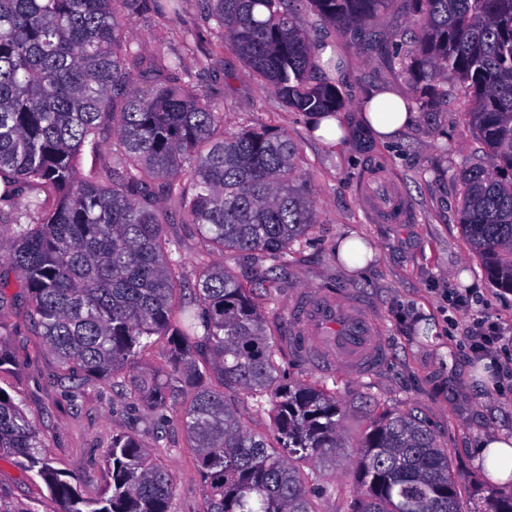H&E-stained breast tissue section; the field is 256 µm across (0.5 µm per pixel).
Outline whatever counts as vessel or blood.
Wrapping results in <instances>:
<instances>
[{
  "mask_svg": "<svg viewBox=\"0 0 512 512\" xmlns=\"http://www.w3.org/2000/svg\"><path fill=\"white\" fill-rule=\"evenodd\" d=\"M380 194H368L370 214L383 224L405 223L410 205L385 178H377ZM290 348L306 356L317 370L339 367L364 376L382 367L388 347L365 305L349 294L336 296L308 292L293 306L288 336Z\"/></svg>",
  "mask_w": 512,
  "mask_h": 512,
  "instance_id": "b4317fda",
  "label": "vessel or blood"
}]
</instances>
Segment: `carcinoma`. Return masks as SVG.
<instances>
[{
	"label": "carcinoma",
	"mask_w": 512,
	"mask_h": 512,
	"mask_svg": "<svg viewBox=\"0 0 512 512\" xmlns=\"http://www.w3.org/2000/svg\"><path fill=\"white\" fill-rule=\"evenodd\" d=\"M297 0H204L205 20L291 112L334 119L346 100L296 15ZM323 22L366 37L392 0H304ZM413 44L399 66L408 111L468 93V125L490 165H463L460 225L486 276L512 289V0H414ZM112 0H0V185L23 197L0 237L29 297L27 317L79 391L110 383L174 414L196 448L199 512H322L319 472L347 448L343 403L324 383L287 379L266 306L288 251L319 223L299 149L285 133L229 134L224 112L189 90L183 58L144 63ZM152 79L148 94L131 89ZM113 135L109 161L98 159ZM91 157L80 168L83 155ZM170 201L215 259L178 290L183 243L157 213ZM270 265L239 278L224 256ZM163 374L125 373L150 338ZM268 395L276 444L247 427L226 387ZM28 413L0 389V458L39 478L58 512H172L168 469L134 434L112 436V483L84 497L55 469ZM357 512H460L448 450L409 409L382 412L357 444Z\"/></svg>",
	"instance_id": "obj_1"
}]
</instances>
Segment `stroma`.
<instances>
[{
    "label": "stroma",
    "mask_w": 512,
    "mask_h": 512,
    "mask_svg": "<svg viewBox=\"0 0 512 512\" xmlns=\"http://www.w3.org/2000/svg\"><path fill=\"white\" fill-rule=\"evenodd\" d=\"M113 8L127 17L131 39L149 54L182 55L188 66L208 59L206 71L193 84L224 112V128H273L288 133L299 147L320 214V224L303 248L288 258L286 279L276 301L266 309L272 332L288 329L291 311L305 290L361 296L389 349V359L373 375L352 378L336 373V393L345 405L338 430L348 449L336 463L322 467L323 482L334 487L324 496L328 512H351L355 493L354 447L373 416L382 411H418L440 447L449 452L462 482V512H488L494 496L476 461L474 440L483 433L512 437V290L495 286L460 229V165L488 163L476 132L464 121L467 96L454 93L440 112L422 113L419 121L394 142H379L360 129L363 98L381 88L412 95L408 78L396 64V36L408 26L410 0H394L381 15L377 38L369 44L342 30H314L318 44H331L340 58L336 83L348 103L341 119L356 134L326 145L315 137L312 120L285 109L275 95L263 91L241 60L224 47L203 19L202 0H182L180 16L165 19L153 11V0H138L128 9L124 0ZM236 72L226 81V72ZM389 174L406 197L412 218L405 224L370 221L361 182L372 167ZM361 237L375 256L360 272L339 261L336 242ZM467 291L473 303L466 310L448 301L451 290ZM492 317L501 332L491 360L494 380L485 383L479 369L485 359L473 354L467 331L473 321ZM6 323L5 343L16 356V372L0 374V388L30 412L44 436L54 468L75 478L87 497L105 492L111 473L106 452L117 432L157 442L154 457L166 465L175 485L174 512H199L201 480L196 453L179 429H161L144 406L114 398L103 389L89 392L81 407L56 381L54 357L25 318L23 301L0 309ZM163 440H156V433ZM0 493L28 503L39 512H53L45 485L0 459Z\"/></svg>",
    "instance_id": "1"
}]
</instances>
